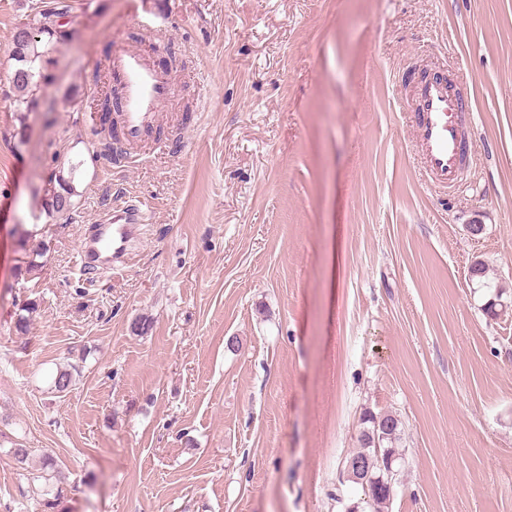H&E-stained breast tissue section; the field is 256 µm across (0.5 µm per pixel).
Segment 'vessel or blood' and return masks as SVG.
<instances>
[{
  "label": "vessel or blood",
  "instance_id": "vessel-or-blood-1",
  "mask_svg": "<svg viewBox=\"0 0 512 512\" xmlns=\"http://www.w3.org/2000/svg\"><path fill=\"white\" fill-rule=\"evenodd\" d=\"M110 71L121 94L124 140L131 146L145 143L150 132L163 122L164 111L174 95L173 79L156 68L143 51L124 44L113 52ZM413 102L410 122L420 159L436 187L450 188L466 162L461 126L463 116L473 111L472 99L450 91L442 77L434 76L420 81ZM145 221L146 212L140 203L113 206L102 224L96 225L91 238L82 240L77 267L83 271L94 269L103 254L109 258L110 269L125 265L128 244L137 226Z\"/></svg>",
  "mask_w": 512,
  "mask_h": 512
}]
</instances>
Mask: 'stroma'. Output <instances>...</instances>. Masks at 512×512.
Masks as SVG:
<instances>
[{
  "instance_id": "1",
  "label": "stroma",
  "mask_w": 512,
  "mask_h": 512,
  "mask_svg": "<svg viewBox=\"0 0 512 512\" xmlns=\"http://www.w3.org/2000/svg\"><path fill=\"white\" fill-rule=\"evenodd\" d=\"M58 1L0 0V512H38L48 456L72 512H348L368 410L404 425L386 512H512V309L483 310L512 301V0H66L21 124L13 35ZM151 15L164 40L135 38ZM131 40L168 67L176 120L171 153L118 168L91 107ZM439 57L474 103L448 193L410 157L400 94ZM56 160L78 209L50 219ZM136 198L126 266L79 277L89 225Z\"/></svg>"
}]
</instances>
